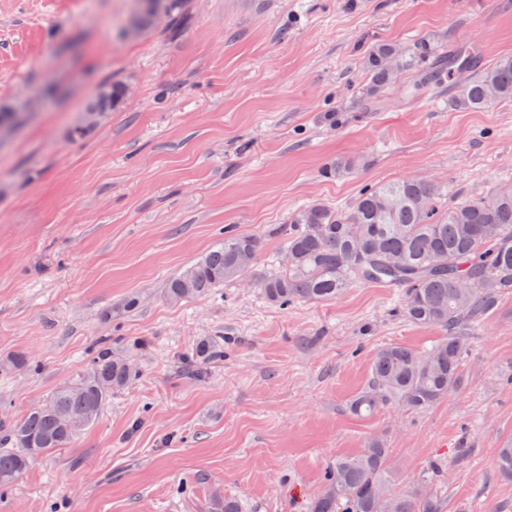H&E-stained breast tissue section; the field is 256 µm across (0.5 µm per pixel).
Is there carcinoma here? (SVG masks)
I'll return each instance as SVG.
<instances>
[{
    "instance_id": "1",
    "label": "carcinoma",
    "mask_w": 512,
    "mask_h": 512,
    "mask_svg": "<svg viewBox=\"0 0 512 512\" xmlns=\"http://www.w3.org/2000/svg\"><path fill=\"white\" fill-rule=\"evenodd\" d=\"M189 0H165L160 14L142 13L139 33L162 25L172 29L188 15ZM474 67V54L456 47L408 81L404 91L419 95L429 83L451 81ZM370 92L389 88L412 70L414 59L394 44L371 46L367 58ZM126 93L113 79L100 85L88 108L112 112ZM512 100V56L458 85L451 104L481 110ZM284 245L285 263L259 276L264 299L273 306L336 298L355 282L384 283L402 289L401 307L408 321L434 326L444 336L432 347L413 350L392 344L379 348L371 362L368 385L351 403L357 415L389 407L429 408L460 387L466 355L465 337L496 309L504 290L512 288V186L483 197L444 205L437 185L407 178L365 187L347 208L312 202L289 223L275 228ZM262 237L224 232L200 259L169 278L164 294L171 303L200 299L224 283L252 272ZM125 358L101 350L76 381L56 388L45 403L21 419L0 426V486L13 481L38 457L66 447L92 426L112 396L132 375ZM390 449L378 441L329 465L325 490L306 512H448V502L424 490H395L389 474ZM495 471L512 479V442L498 448ZM211 512H242L240 504L220 495Z\"/></svg>"
}]
</instances>
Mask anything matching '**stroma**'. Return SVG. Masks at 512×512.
I'll return each instance as SVG.
<instances>
[{"label": "stroma", "mask_w": 512, "mask_h": 512, "mask_svg": "<svg viewBox=\"0 0 512 512\" xmlns=\"http://www.w3.org/2000/svg\"><path fill=\"white\" fill-rule=\"evenodd\" d=\"M131 0H0V107L31 120L0 144V421L78 379L103 348L136 374L97 422L0 492V512H305L327 466L371 441L407 491L435 459L448 512H512L492 460L512 439V291L467 339L459 390L432 407L349 409L376 350L429 348L439 329L400 293L357 284L282 309L254 279L283 266L272 227L308 203L348 207L365 185L433 180L444 203L512 182V101L450 108L378 92L363 111L375 42L412 52L512 55V0H190L174 35L122 38ZM122 107L82 139L68 131L98 82ZM338 157L353 173L324 174ZM264 236L252 275L169 304L166 281L222 228ZM140 306L127 311L124 300ZM223 357L187 370L199 341Z\"/></svg>", "instance_id": "stroma-1"}]
</instances>
